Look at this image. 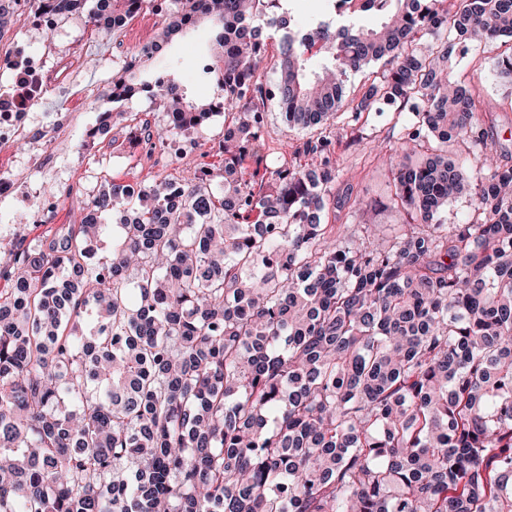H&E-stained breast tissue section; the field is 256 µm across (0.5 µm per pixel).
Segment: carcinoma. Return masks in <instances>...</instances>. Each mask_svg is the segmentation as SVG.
<instances>
[{"label":"carcinoma","instance_id":"1","mask_svg":"<svg viewBox=\"0 0 512 512\" xmlns=\"http://www.w3.org/2000/svg\"><path fill=\"white\" fill-rule=\"evenodd\" d=\"M111 2L130 20L145 0ZM178 2L112 100L159 97L161 144L212 117L156 52L212 22L200 70L220 89L224 167L111 178L82 223L0 266V512H512V156L448 71L455 45L512 39V0H362L379 28L288 29L269 89L262 29L281 0ZM90 19L117 32L98 4ZM316 45L329 61L310 74ZM380 60L347 112L409 106L387 157L409 222L340 239L328 136L303 143L306 166L248 178L245 158L265 100L323 127ZM495 69L512 84V46ZM462 196L476 220L441 223ZM383 61L371 63L364 67L361 71L351 73L345 82V104L351 99L359 97L362 86L370 82L376 75V72L382 70Z\"/></svg>","mask_w":512,"mask_h":512}]
</instances>
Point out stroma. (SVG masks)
<instances>
[{"instance_id":"obj_1","label":"stroma","mask_w":512,"mask_h":512,"mask_svg":"<svg viewBox=\"0 0 512 512\" xmlns=\"http://www.w3.org/2000/svg\"><path fill=\"white\" fill-rule=\"evenodd\" d=\"M24 27L8 55L0 54V93L9 92L13 67L17 62L47 74L57 69L61 54L78 55L75 69L53 87H41L33 105L25 113L32 140L21 150L0 151V169H10L15 187L0 194V263L4 262L17 239L25 243L51 240L58 228L82 220V202L99 189L103 178L117 177L145 182L180 177L183 171L208 169L219 171L224 163L220 146L224 140V117L215 115L187 132L177 133V153L150 148L136 132L140 120L163 123L165 116L154 98L145 94L116 103L112 100V77L124 60L136 55L152 42L164 24L166 13L145 8L119 32L111 36L96 32L89 10L66 17H50L39 10L35 0H27ZM52 35L56 52H41L45 35ZM212 26L199 22L188 33L174 36L172 52L179 73L190 87L194 99L210 101L220 95L215 79L200 80L198 65L203 52L212 50ZM506 48L503 40L473 43L456 49L449 61L453 74L471 80L476 95L493 108L492 120L497 132L496 148L512 151V88L501 84L493 70L497 55ZM114 112L115 118L104 136H93L99 115ZM262 129L263 147L259 158H247V172L257 165H275L288 158L307 164L301 155L303 143L313 130L289 128L275 101L265 105ZM411 115L403 106H379L366 124L349 126L347 113H339L326 133L336 142V161L344 177L336 186L337 195H351V203L330 210L329 224L338 235L353 232L357 225H376L380 235L393 237L405 223L403 212L390 203L392 174L381 156L372 152L374 143L395 144L402 126ZM49 153L54 167L33 172L34 156ZM54 197L57 210L50 224H33L29 214L39 210L45 196Z\"/></svg>"}]
</instances>
